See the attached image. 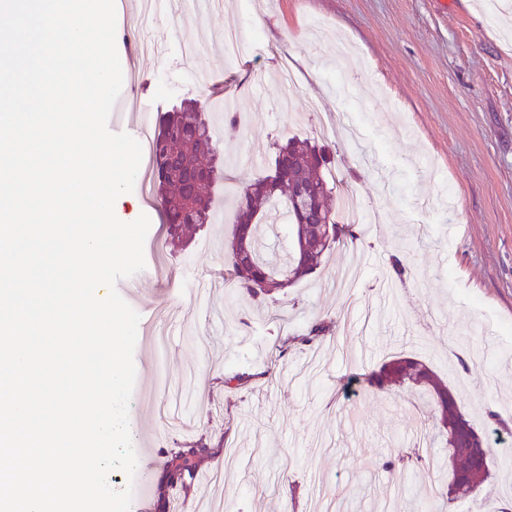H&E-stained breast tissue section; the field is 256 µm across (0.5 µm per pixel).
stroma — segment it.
<instances>
[{
    "label": "stroma",
    "instance_id": "1",
    "mask_svg": "<svg viewBox=\"0 0 512 512\" xmlns=\"http://www.w3.org/2000/svg\"><path fill=\"white\" fill-rule=\"evenodd\" d=\"M115 3L122 96L163 112L220 78L237 104L235 121L209 114L224 158L211 223L142 279L158 326L182 327L160 354L137 329L129 429L151 494L130 512H387L394 499L425 512L437 473L395 481L381 468L411 444L423 399L360 385L399 353L448 384L498 459L447 512L512 500V24L479 0H219L200 16L166 0L138 51L137 0ZM230 30L249 45L234 59ZM293 136L327 144L328 180L369 219L275 304L236 288L224 255L237 191ZM196 271L222 285L184 300ZM320 319L332 335L298 343ZM241 373L250 381L225 388ZM198 440L215 450L198 467L207 482L166 486L172 452Z\"/></svg>",
    "mask_w": 512,
    "mask_h": 512
}]
</instances>
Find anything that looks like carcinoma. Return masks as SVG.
<instances>
[{
	"label": "carcinoma",
	"mask_w": 512,
	"mask_h": 512,
	"mask_svg": "<svg viewBox=\"0 0 512 512\" xmlns=\"http://www.w3.org/2000/svg\"><path fill=\"white\" fill-rule=\"evenodd\" d=\"M151 155L152 188L161 206L166 244L173 251L185 246L193 231L210 222L214 191L223 180L224 170L217 163V147L204 105L196 100L183 102L161 114L157 134L152 138ZM296 158L304 161L306 179L319 195L320 220L325 222L335 214L336 199L326 178L327 147L296 137L275 143L272 174L257 178L237 197L236 221L227 253L239 287L254 297L273 298L284 294L286 288L315 273L335 244L355 239L353 225L337 223L336 237L313 251L303 241V234L309 233L301 228L304 218L288 210L292 250L279 261L264 257L255 218L273 215L277 198L288 196ZM329 332L330 326L320 321L312 324L307 335L299 336L297 340L312 345ZM369 383L383 391L406 385L431 397L426 422L448 446V464L427 457L423 449L416 446L382 463V469L391 473L430 466L438 472L448 470V482L436 490L428 504L431 512H442L446 504L474 495L488 481L497 463L492 452L487 456V471L478 482H472L468 475H456L470 466V454L463 447V436L474 426L459 408L445 381L426 364L414 358L395 356L379 366ZM208 454L209 448L202 443H190L173 452L169 464L170 481L189 487L200 462Z\"/></svg>",
	"instance_id": "1"
}]
</instances>
